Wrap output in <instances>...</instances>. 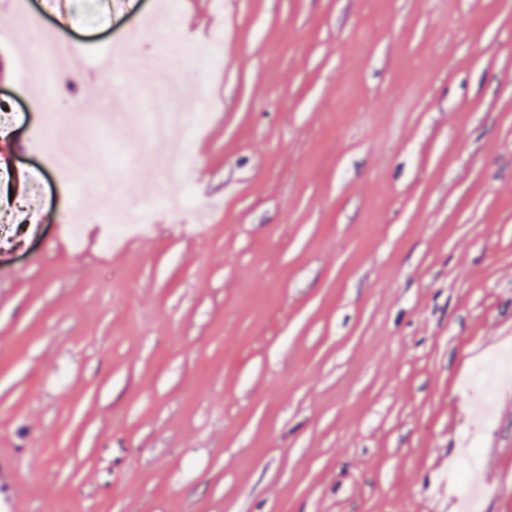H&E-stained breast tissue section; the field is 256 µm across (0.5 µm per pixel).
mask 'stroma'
Returning a JSON list of instances; mask_svg holds the SVG:
<instances>
[{
	"label": "stroma",
	"mask_w": 512,
	"mask_h": 512,
	"mask_svg": "<svg viewBox=\"0 0 512 512\" xmlns=\"http://www.w3.org/2000/svg\"><path fill=\"white\" fill-rule=\"evenodd\" d=\"M86 64L77 154L156 152L160 30L121 82L95 67L154 0H28ZM193 0L180 79L211 92L192 173L87 199L44 168L43 59L0 0V454L21 512H512V0ZM41 173L44 189L31 181ZM25 201L15 210L11 193ZM190 197L206 224L95 242L99 206ZM467 459V465L461 468L460 471L464 472L465 476L472 484L473 490L470 496L463 502L462 507L464 512H480L483 490L477 484L475 478L476 448H467Z\"/></svg>",
	"instance_id": "1"
}]
</instances>
